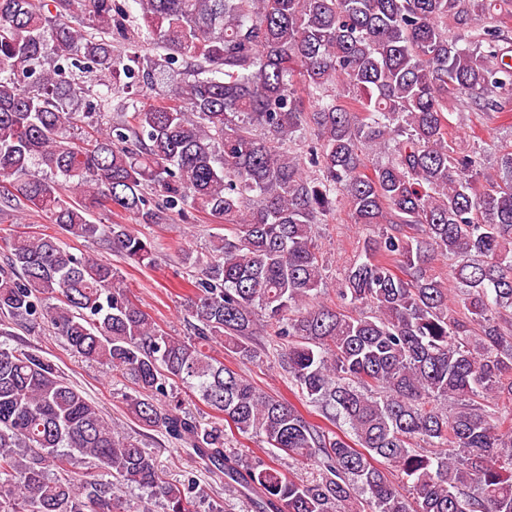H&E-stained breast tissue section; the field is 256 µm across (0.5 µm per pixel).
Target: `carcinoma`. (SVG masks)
<instances>
[{"mask_svg": "<svg viewBox=\"0 0 512 512\" xmlns=\"http://www.w3.org/2000/svg\"><path fill=\"white\" fill-rule=\"evenodd\" d=\"M510 17L512 0H0V212L59 229L5 243L0 314L131 380L127 412L254 512H512V143L492 175L448 138L451 96L512 116ZM77 73L106 91L75 136ZM159 85L99 122L111 96ZM344 208L368 234L336 310L316 225ZM97 213L224 225L211 253L182 250L189 335L69 250L155 266L151 239ZM260 325L337 430L206 351L257 361ZM172 381L219 417L167 402ZM236 433L318 469L250 463ZM77 455L107 478L76 476ZM128 487L196 512L195 480L166 481L50 361L0 345V512H144Z\"/></svg>", "mask_w": 512, "mask_h": 512, "instance_id": "carcinoma-1", "label": "carcinoma"}]
</instances>
